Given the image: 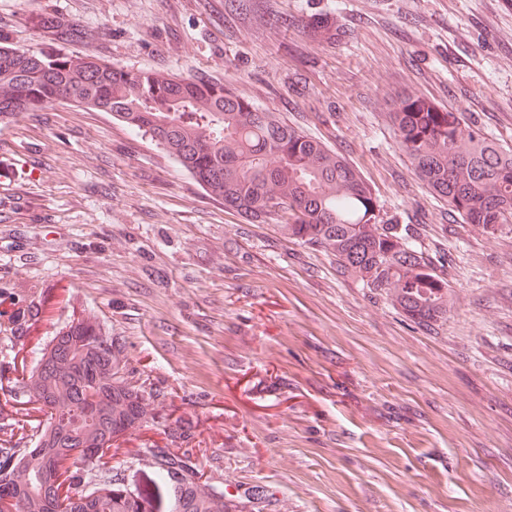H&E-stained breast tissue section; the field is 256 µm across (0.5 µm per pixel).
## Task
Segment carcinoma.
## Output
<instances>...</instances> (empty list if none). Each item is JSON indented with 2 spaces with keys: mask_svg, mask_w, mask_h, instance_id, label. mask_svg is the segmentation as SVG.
Masks as SVG:
<instances>
[{
  "mask_svg": "<svg viewBox=\"0 0 512 512\" xmlns=\"http://www.w3.org/2000/svg\"><path fill=\"white\" fill-rule=\"evenodd\" d=\"M337 43L345 31L329 17L306 25ZM68 100L109 112L165 150L224 207L250 222L287 219L288 237L329 252L336 271L384 295L419 325L448 313V282L418 250L407 224H386L370 186L321 140L256 107L222 83L133 72L93 55L0 47V114ZM418 179L450 212L488 234L512 233V148L431 100L410 95L389 113ZM33 319L19 306L12 330ZM124 346L89 321L57 334L21 388L47 422L34 445L0 446V512H245L272 496L231 494L201 480L190 426L170 427L171 448H145L147 484L111 475L95 481L98 445L147 422L153 384L136 385ZM94 397L92 415L83 413Z\"/></svg>",
  "mask_w": 512,
  "mask_h": 512,
  "instance_id": "obj_1",
  "label": "carcinoma"
}]
</instances>
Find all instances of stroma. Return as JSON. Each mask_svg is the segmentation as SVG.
I'll use <instances>...</instances> for the list:
<instances>
[{
    "instance_id": "35a3bbf8",
    "label": "stroma",
    "mask_w": 512,
    "mask_h": 512,
    "mask_svg": "<svg viewBox=\"0 0 512 512\" xmlns=\"http://www.w3.org/2000/svg\"><path fill=\"white\" fill-rule=\"evenodd\" d=\"M288 28L224 0H0V44L221 82L344 156L385 222L411 225L448 282L426 328L333 256L250 223L106 112L63 100L0 115V430L40 412L15 384L80 319L162 395L101 472L192 419L205 477L271 512H512V233L486 234L417 179L388 114L429 98L512 146V0H272ZM336 17L327 44L306 22ZM56 25L86 28L63 41Z\"/></svg>"
}]
</instances>
